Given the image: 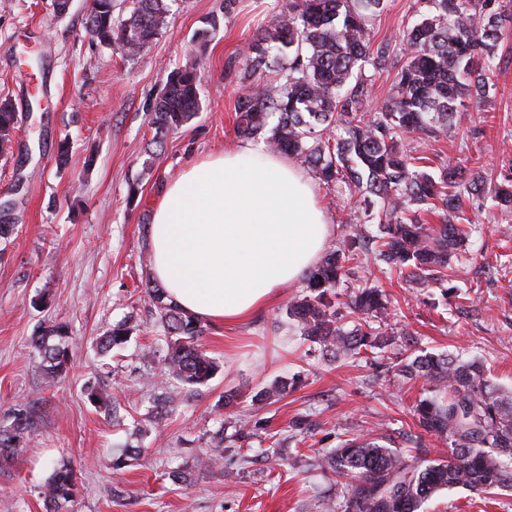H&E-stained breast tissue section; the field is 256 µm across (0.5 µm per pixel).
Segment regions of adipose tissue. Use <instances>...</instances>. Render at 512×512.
Instances as JSON below:
<instances>
[{
    "label": "adipose tissue",
    "mask_w": 512,
    "mask_h": 512,
    "mask_svg": "<svg viewBox=\"0 0 512 512\" xmlns=\"http://www.w3.org/2000/svg\"><path fill=\"white\" fill-rule=\"evenodd\" d=\"M331 225L311 179L253 144L194 161L161 194L148 231L155 279L184 311L236 324L314 268Z\"/></svg>",
    "instance_id": "1"
}]
</instances>
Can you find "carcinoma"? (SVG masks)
I'll return each mask as SVG.
<instances>
[{
  "label": "carcinoma",
  "mask_w": 512,
  "mask_h": 512,
  "mask_svg": "<svg viewBox=\"0 0 512 512\" xmlns=\"http://www.w3.org/2000/svg\"><path fill=\"white\" fill-rule=\"evenodd\" d=\"M495 0H416L417 19L400 39L404 62L396 73V96L367 116L359 112L365 82L354 77L370 65L391 66L388 43L373 47L368 23L384 9L385 0H290L272 24L252 37L243 58L240 82L245 91L235 105L236 128L245 136L269 131L267 146L295 158L326 184L343 181L376 208L368 213L376 232L352 228L351 241L327 253L306 277V294L288 303L287 314L304 339L322 355L337 359L364 357L388 347V339L372 326L387 314L386 295L377 288H357L342 303L336 285L349 263L363 252L409 281L445 268L470 231L452 222L463 198L485 193V180L462 166L434 173L419 164L397 135H436L459 119L467 99L480 102L492 89L497 48L504 40L501 12ZM165 0H135L130 16L114 17L112 0H93L85 28L99 44L145 49L166 24ZM273 70L281 77L264 80ZM356 83H351V79ZM200 69L185 65L172 70L153 106L154 143L186 124L201 110ZM18 118L12 104L0 100V156L13 153ZM496 206L512 208V177L493 194ZM0 208V239L15 228L12 200ZM440 217L433 227L421 213ZM163 329L166 353L160 374L185 386L206 385L218 369L199 343L201 321L181 310L166 291L146 283ZM354 315L347 329L337 306ZM133 327L114 325L99 341L102 352L122 348ZM405 346L388 368L407 379H422L428 389L415 400L413 416L426 434L448 445L436 459L413 458L374 437L343 439L321 457L320 469L344 481L345 512H421L424 503L451 488L478 495L512 489V391L497 387L478 359L462 360ZM51 376L66 373L71 360L70 336L62 324L43 326L31 337ZM295 382L281 380L252 396L265 404ZM26 408L15 409L10 425L0 429V460L15 454L31 430ZM142 449L127 446L112 456V470L133 464ZM79 492L74 468L60 462L44 486L48 512H59Z\"/></svg>",
  "instance_id": "carcinoma-1"
}]
</instances>
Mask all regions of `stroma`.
I'll return each mask as SVG.
<instances>
[{
	"label": "stroma",
	"instance_id": "1",
	"mask_svg": "<svg viewBox=\"0 0 512 512\" xmlns=\"http://www.w3.org/2000/svg\"><path fill=\"white\" fill-rule=\"evenodd\" d=\"M167 25L146 49L127 56L91 39L88 0L56 15L52 0H0V100L19 112L12 155L0 157V195L15 200L16 226L0 240V422L19 405L33 409V429L9 463L0 465V512H45L40 494L54 464H71L80 492L64 512H344L342 482L316 464L340 434L378 432L390 448L414 451L422 436L412 406L424 387L387 370L382 358L331 363L303 339L287 315L304 283L284 288L250 321L205 323L201 343L219 365L207 385L159 384L164 350L155 309L142 285L152 280L147 228L167 183L188 163L243 143L235 128L238 62L252 36L271 25L288 0H167ZM417 18L415 0H386L369 28L372 43L398 45ZM197 64L204 74L202 109L153 142L154 102L168 73ZM494 88L461 121L434 138L403 136L409 154L432 170L459 164L480 172L487 188L512 173V36L498 48ZM72 151L59 164L57 148ZM332 224L327 249L346 244L344 226L360 195L343 182L314 184ZM458 223L472 232L447 269L461 290L447 299L429 280H402L373 255L344 276L381 289L389 317L381 330L410 332L421 348L477 357L489 378L512 390V210L490 197L465 201ZM134 331L123 348L100 352L97 340L121 320ZM63 324L72 341L71 369L46 376L31 345L38 326ZM297 378L287 395L254 409L251 397L277 380ZM95 382L117 400L119 416L91 403ZM239 396L224 403L226 392ZM284 437L283 457L198 468L212 454L222 422L241 416ZM303 440L292 437L296 418ZM142 448L140 459L113 472L112 449ZM185 478L173 479L174 469ZM425 512H512V492L482 499L462 488L441 491Z\"/></svg>",
	"mask_w": 512,
	"mask_h": 512
}]
</instances>
